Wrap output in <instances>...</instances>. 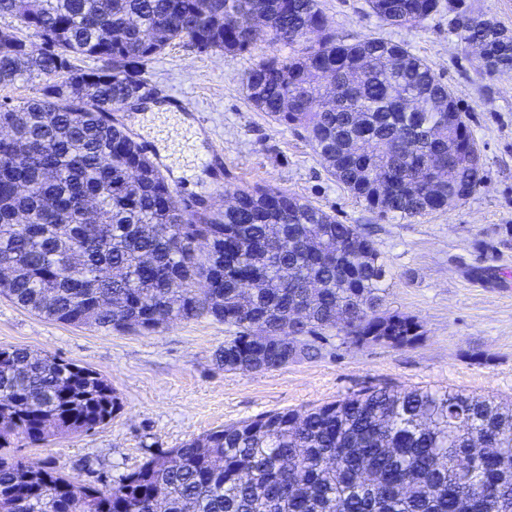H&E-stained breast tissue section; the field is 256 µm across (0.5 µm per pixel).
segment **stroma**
I'll use <instances>...</instances> for the list:
<instances>
[{"label": "stroma", "mask_w": 512, "mask_h": 512, "mask_svg": "<svg viewBox=\"0 0 512 512\" xmlns=\"http://www.w3.org/2000/svg\"><path fill=\"white\" fill-rule=\"evenodd\" d=\"M321 2L338 38L404 44L448 84L470 116L486 170L468 199L412 221L369 211L326 172L303 134L248 103L242 76L267 53L261 41L235 58L187 41L168 48L142 76L150 101L176 104L178 113L150 117L133 103L117 119L186 200L222 209L228 191L272 185L343 223L364 225L390 272L385 309L415 317L422 338L403 347L354 346L330 329L315 357L227 371L215 360L223 322L203 317L149 334L107 331L39 317L0 295V347L91 368L121 402L107 425L87 433L59 434L41 447L16 436L29 464L99 486L209 430L269 411L304 412L375 385L512 401V71L488 72L455 35L465 14L512 30V0H441L438 14L405 27L380 22L366 0Z\"/></svg>", "instance_id": "1"}]
</instances>
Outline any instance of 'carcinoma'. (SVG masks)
Segmentation results:
<instances>
[{"instance_id":"obj_1","label":"carcinoma","mask_w":512,"mask_h":512,"mask_svg":"<svg viewBox=\"0 0 512 512\" xmlns=\"http://www.w3.org/2000/svg\"><path fill=\"white\" fill-rule=\"evenodd\" d=\"M390 26L440 0H368ZM31 32L0 28V86L41 77L42 97L0 103L24 152L0 140V293L47 319L154 331L221 321L219 365L268 371L343 342L415 343V318L383 309L387 270L359 224L278 188L234 191L188 211L158 166L107 114L145 87L141 68L184 39L237 57L249 103L304 132L326 171L370 209L412 219L470 196L480 153L448 84L383 37L347 43L321 0H0ZM318 30L320 39L308 43ZM497 72L512 31L482 15L457 28ZM289 48L285 56L280 49ZM92 58L100 66L72 64ZM120 406L99 373L0 348V512H512V403L440 388L371 387L303 413L270 411L152 456L97 488L12 449L107 424Z\"/></svg>"}]
</instances>
